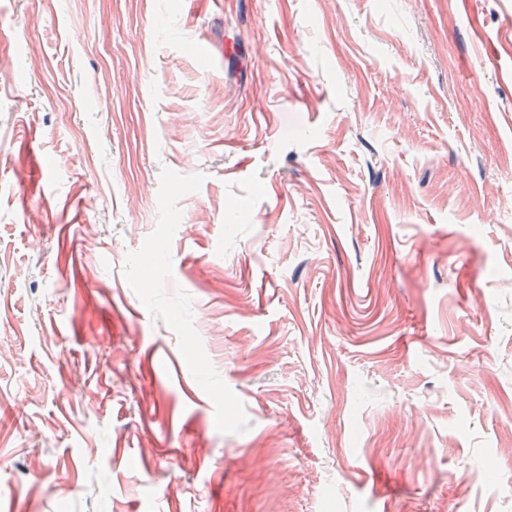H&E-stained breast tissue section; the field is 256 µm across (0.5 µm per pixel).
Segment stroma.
<instances>
[{"instance_id": "35a3bbf8", "label": "stroma", "mask_w": 512, "mask_h": 512, "mask_svg": "<svg viewBox=\"0 0 512 512\" xmlns=\"http://www.w3.org/2000/svg\"><path fill=\"white\" fill-rule=\"evenodd\" d=\"M0 56V512H512V0H0Z\"/></svg>"}]
</instances>
